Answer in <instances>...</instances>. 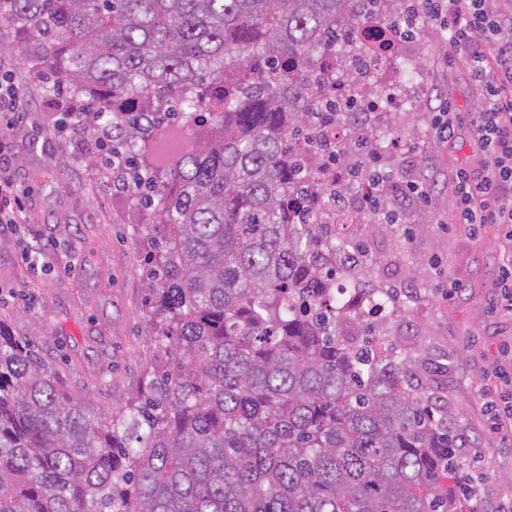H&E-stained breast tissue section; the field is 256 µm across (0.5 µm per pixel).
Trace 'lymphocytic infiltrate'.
<instances>
[{"label": "lymphocytic infiltrate", "mask_w": 512, "mask_h": 512, "mask_svg": "<svg viewBox=\"0 0 512 512\" xmlns=\"http://www.w3.org/2000/svg\"><path fill=\"white\" fill-rule=\"evenodd\" d=\"M403 24L391 39L403 38L424 17L448 31V58L464 63L479 91L477 111L462 114L449 100L431 120L439 142L455 139L469 124L483 156L454 179V221L479 233L486 224L507 229L512 241V9L497 0H408ZM26 190L0 170V232L26 221Z\"/></svg>", "instance_id": "1"}]
</instances>
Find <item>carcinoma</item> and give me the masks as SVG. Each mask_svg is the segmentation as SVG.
Here are the masks:
<instances>
[{
	"instance_id": "obj_1",
	"label": "carcinoma",
	"mask_w": 512,
	"mask_h": 512,
	"mask_svg": "<svg viewBox=\"0 0 512 512\" xmlns=\"http://www.w3.org/2000/svg\"><path fill=\"white\" fill-rule=\"evenodd\" d=\"M5 19L76 121L116 136L121 164L91 163L133 191L152 354L96 415L0 328V512H480L494 479L455 497L468 436L395 337L400 283L295 205L321 195L303 154L327 149L322 118L350 117L318 100L319 60L395 22L384 0H0ZM176 125L207 136L159 164ZM358 136L336 144L351 185Z\"/></svg>"
}]
</instances>
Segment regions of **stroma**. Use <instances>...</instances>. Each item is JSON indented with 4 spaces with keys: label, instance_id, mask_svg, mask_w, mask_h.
Masks as SVG:
<instances>
[{
    "label": "stroma",
    "instance_id": "1",
    "mask_svg": "<svg viewBox=\"0 0 512 512\" xmlns=\"http://www.w3.org/2000/svg\"><path fill=\"white\" fill-rule=\"evenodd\" d=\"M415 42L416 112L398 128L412 148L396 172L428 182L431 201L398 216L413 231L404 242L405 259L421 276L395 329L404 344L424 346L429 358L447 364L437 387L483 450L475 469L495 480L484 503L486 512H495L512 498V481L504 478L512 470V447L491 432L481 388L493 366L512 360V311L495 305L500 271L512 254L503 247L500 225H484L474 236L451 221V178L482 150L466 127L452 143L434 141L429 100L436 93L473 112L478 90L466 69L448 64L446 31L418 20ZM16 79L30 118L0 134V159L30 195L27 223L0 235V325L34 341L64 391L106 411L133 395L150 359L136 210L128 192L89 166L88 157L98 153L90 136L57 135L61 110L39 75L20 71ZM28 243L47 247L44 265L24 259Z\"/></svg>",
    "mask_w": 512,
    "mask_h": 512
}]
</instances>
